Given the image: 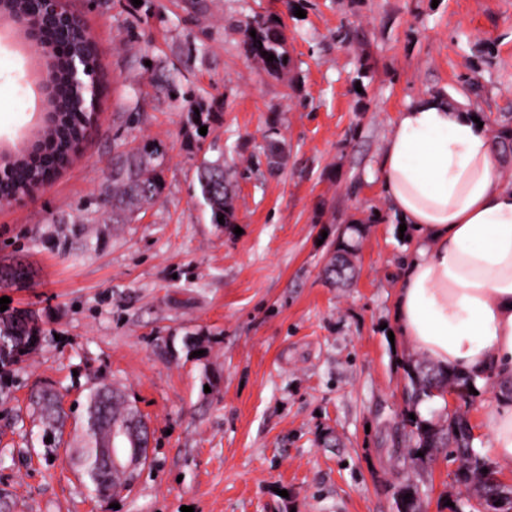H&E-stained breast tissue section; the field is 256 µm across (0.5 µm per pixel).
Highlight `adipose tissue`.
Returning a JSON list of instances; mask_svg holds the SVG:
<instances>
[{
	"mask_svg": "<svg viewBox=\"0 0 512 512\" xmlns=\"http://www.w3.org/2000/svg\"><path fill=\"white\" fill-rule=\"evenodd\" d=\"M499 139L441 96L399 112L381 160L392 211L415 228L395 327L435 365L512 381V181ZM488 455L512 460V399L488 414Z\"/></svg>",
	"mask_w": 512,
	"mask_h": 512,
	"instance_id": "ef3b65f1",
	"label": "adipose tissue"
}]
</instances>
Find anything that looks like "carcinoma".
Instances as JSON below:
<instances>
[{
  "mask_svg": "<svg viewBox=\"0 0 512 512\" xmlns=\"http://www.w3.org/2000/svg\"><path fill=\"white\" fill-rule=\"evenodd\" d=\"M28 12L38 16L36 0H0V13ZM256 36H251L250 31ZM45 38L57 47V54L48 69L52 83V96L48 100L49 118L43 133H34L36 142L32 149H19L7 154L0 151V200H7L30 185L39 177H54L68 166L84 138L90 118V94L74 76L73 67H101L97 48L90 33L78 36L60 35L53 28H45ZM246 52L258 59L265 70L278 73L287 67L284 62L283 39L276 23L268 16L256 14L245 28ZM275 56L272 61L262 55ZM158 152L133 148L112 173V212L139 210L151 203L160 192L157 178ZM227 172L220 160L205 161L198 168V184L204 205L210 210L211 222L224 223L234 217L232 205L227 201ZM332 268L325 270L327 277L337 282H348L355 276L352 252L340 249L330 261ZM43 340L35 326V313L29 311L0 312V377L14 370L24 357ZM410 399L418 405L434 398L432 391L445 387L467 389L472 377L432 365L425 358L410 361L406 372ZM31 415L38 417L43 430L42 438L59 440L70 415L63 409L55 392L42 390L30 396ZM140 415L139 409L124 394L106 385L89 389L85 411L74 427L81 429L82 438L77 448V459L89 477L94 491L102 496L96 481L98 450L105 447L112 435L128 431V422ZM413 449L426 456L442 448L451 449L465 473L468 497L475 500L472 512H481L483 495L495 486L493 466L471 446L472 427L464 413L456 409L445 410L436 418L425 419L420 415L407 420Z\"/></svg>",
  "mask_w": 512,
  "mask_h": 512,
  "instance_id": "obj_1",
  "label": "carcinoma"
}]
</instances>
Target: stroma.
<instances>
[{
  "label": "stroma",
  "instance_id": "stroma-1",
  "mask_svg": "<svg viewBox=\"0 0 512 512\" xmlns=\"http://www.w3.org/2000/svg\"><path fill=\"white\" fill-rule=\"evenodd\" d=\"M99 50L106 91L73 163L0 205V282L44 338L0 401V512H455L457 462L418 456L403 425L406 365L389 336L414 248L381 190L400 111L442 95L500 133L512 180V0H72ZM304 17H296L295 9ZM278 20L288 66L243 50L254 14ZM177 78L156 87L159 68ZM42 63L0 21V147L43 122ZM160 154V196L116 224L107 190L132 147ZM229 172L232 223L212 224L202 161ZM357 275L324 268L340 241ZM121 388L147 419L152 459L130 491L99 499L73 429L47 453L31 440V394L82 407ZM502 388L461 409L474 448Z\"/></svg>",
  "mask_w": 512,
  "mask_h": 512
}]
</instances>
